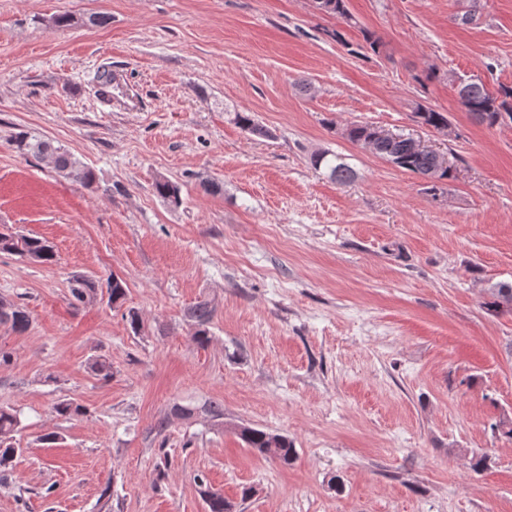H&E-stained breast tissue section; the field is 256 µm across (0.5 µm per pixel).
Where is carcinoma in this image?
<instances>
[{
	"label": "carcinoma",
	"mask_w": 512,
	"mask_h": 512,
	"mask_svg": "<svg viewBox=\"0 0 512 512\" xmlns=\"http://www.w3.org/2000/svg\"><path fill=\"white\" fill-rule=\"evenodd\" d=\"M317 8L332 16H347L345 0H316ZM459 104L469 113L471 118L492 128L501 124L503 116H508L512 122V87L501 86L495 92L490 91L480 79H462L457 85ZM415 116L420 123L434 129L448 125V117L434 109L419 106ZM349 141L370 148L372 153L395 164L397 167L418 176H430L433 181L428 183L427 190L435 195L441 190L440 184L452 177L448 170L435 167L434 159L428 154L412 151L408 145L401 142L377 144L372 141L371 125L353 123L344 132ZM15 145L19 152L34 153L48 157L54 168L79 181L89 183L92 172L89 168L78 164L70 154L53 146L50 142L39 140L31 142L25 135L15 138ZM314 166H326L330 175L338 182H345L354 177L353 171L343 163L334 164L328 159L325 151L313 155ZM156 193L173 203L181 202L178 185L160 178L154 184ZM0 253L18 255L20 257L49 263L54 260L56 253L53 246L45 239L33 236H18L11 233L0 232ZM98 284L87 277H76L71 280L70 295L75 304H87L96 299ZM108 303L114 307L123 305L126 296V282L119 277L107 280ZM483 308L492 314L512 313V285L499 284L488 289ZM215 312L212 301L203 299L190 307L186 318L193 327L192 340L200 347L207 346L211 341L210 324ZM0 324L10 326L16 333L25 332L30 326V316L26 310L13 303L0 301ZM57 415L64 418H74L87 413L85 406L73 401L63 400L54 406ZM204 412L213 418L224 415L223 405L211 401L201 407L193 405H176L173 414L182 419H191L196 414ZM20 419L16 411L8 406H0V481L7 477L13 468L16 458L23 453V449L15 447L13 433L18 431ZM492 434L498 438L512 441V416L502 413L489 423ZM239 436L243 442L260 456L278 461L282 465L293 463L297 450L293 441L287 436L257 429L249 426L239 427ZM195 482L199 488L207 512H234L235 505L224 498V494L213 490L203 476H196Z\"/></svg>",
	"instance_id": "obj_1"
}]
</instances>
